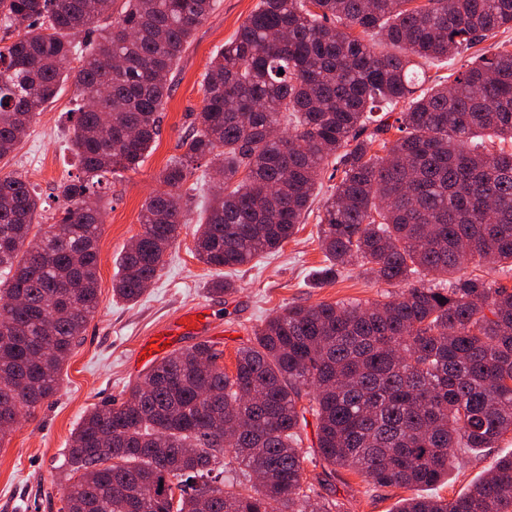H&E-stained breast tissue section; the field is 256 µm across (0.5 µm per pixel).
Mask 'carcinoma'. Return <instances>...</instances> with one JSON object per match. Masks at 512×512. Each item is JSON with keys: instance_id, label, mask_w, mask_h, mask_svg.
<instances>
[{"instance_id": "obj_1", "label": "carcinoma", "mask_w": 512, "mask_h": 512, "mask_svg": "<svg viewBox=\"0 0 512 512\" xmlns=\"http://www.w3.org/2000/svg\"><path fill=\"white\" fill-rule=\"evenodd\" d=\"M114 2L0 0V159L67 81L99 105L76 112L81 175L55 187L62 210L38 240L39 196L0 174V437L56 395L98 307L109 176L144 162L173 68L217 5L124 0L115 16ZM501 28L512 0H259L207 67L198 126L159 176L168 190L143 206L113 294L134 303L156 279L189 223L190 164L205 158L224 188L196 226L203 264L280 250L330 167L322 284L356 266L406 289L290 305L238 349L233 375L208 343L162 358L120 405L81 418L62 512H346L307 477L309 414L320 460L374 487L435 486L455 449L512 432V289L486 276L512 275V49L479 56L449 87L424 79L426 64ZM228 466L242 479L224 483ZM400 512H512V455L466 493L413 496Z\"/></svg>"}]
</instances>
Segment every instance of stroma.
Returning a JSON list of instances; mask_svg holds the SVG:
<instances>
[{
    "instance_id": "35a3bbf8",
    "label": "stroma",
    "mask_w": 512,
    "mask_h": 512,
    "mask_svg": "<svg viewBox=\"0 0 512 512\" xmlns=\"http://www.w3.org/2000/svg\"><path fill=\"white\" fill-rule=\"evenodd\" d=\"M257 3L219 0L215 11L194 31L169 79L159 139L137 170L112 177L98 239V308L64 365L58 393L0 440V512H59L70 484L66 459L73 430L91 408L118 405L126 399L146 374L135 358L140 342L183 312L201 304L211 307L214 323L210 330L185 337L182 345L215 344L222 352L221 366L231 374L237 349L281 308L319 302L365 304L379 299L382 285L358 268L333 284H317L318 272L325 264L318 240L321 200L335 185L329 177L317 187V198L311 202L304 223L283 248L226 270V277L236 284L235 291L212 294L210 286L217 273L193 252L195 223L209 203L214 181V170L209 166L198 168L189 180L195 203L191 221L182 225L153 284L133 305L112 294L120 257L141 230L140 212L149 196L161 190V171L179 155V143L192 130L202 105V75ZM79 103L73 84H64L37 115L19 147L0 160V171L22 175L35 188L40 197L37 220L45 225L59 213L56 184L79 173L69 148L73 114ZM508 455H512V434L494 448L458 449L447 478L435 488L436 494L451 499L466 492L494 459ZM321 492L344 502L347 512H396L403 498L410 495L406 489L372 487L344 468L327 478Z\"/></svg>"
}]
</instances>
